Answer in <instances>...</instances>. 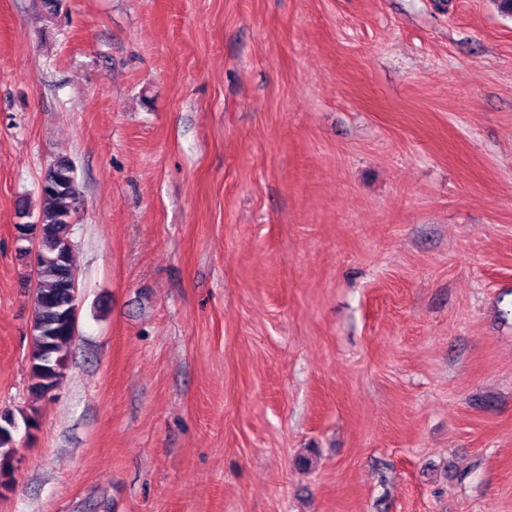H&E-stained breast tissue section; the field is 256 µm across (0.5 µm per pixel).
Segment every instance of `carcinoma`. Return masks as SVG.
<instances>
[{
	"label": "carcinoma",
	"mask_w": 512,
	"mask_h": 512,
	"mask_svg": "<svg viewBox=\"0 0 512 512\" xmlns=\"http://www.w3.org/2000/svg\"><path fill=\"white\" fill-rule=\"evenodd\" d=\"M71 172L69 159L58 158L39 190L36 220L49 233L40 242L44 258L36 267L38 296L34 299L28 350L29 388L37 396L56 387L74 338L73 320L64 305L69 280L76 277L69 219L75 215L79 191ZM12 461L8 440L4 439L0 441L1 479L12 476Z\"/></svg>",
	"instance_id": "cac0c4a2"
}]
</instances>
